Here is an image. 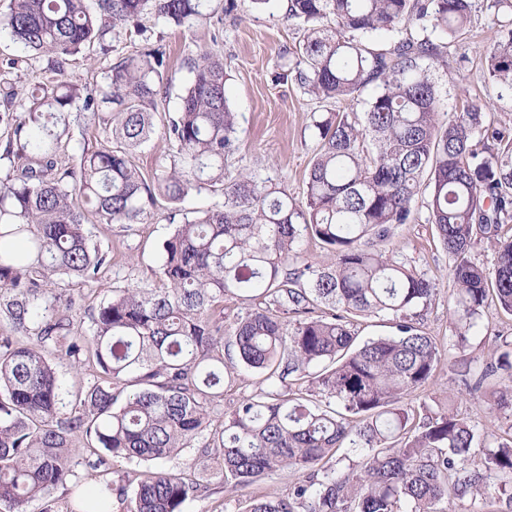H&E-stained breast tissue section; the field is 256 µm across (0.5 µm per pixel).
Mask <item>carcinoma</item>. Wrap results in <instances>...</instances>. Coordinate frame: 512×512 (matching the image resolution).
I'll return each instance as SVG.
<instances>
[{
  "label": "carcinoma",
  "instance_id": "cac0c4a2",
  "mask_svg": "<svg viewBox=\"0 0 512 512\" xmlns=\"http://www.w3.org/2000/svg\"><path fill=\"white\" fill-rule=\"evenodd\" d=\"M476 0H288L305 24L302 43L284 51L286 77L315 97L363 111L313 116L318 145L304 202L285 185L253 173L224 174L237 150L238 116L225 89L224 58L204 51L162 125L175 147L152 183L132 150L156 133L167 87L166 51L146 44L114 63L102 86L67 69L85 48L107 51V36L155 19L179 27L222 23L238 0H10L0 33L24 52L51 56L53 77L0 113L9 129L0 174V512H83L52 497L84 458L98 478L94 507L112 499L127 512H185L210 483L160 467L199 437L203 470L247 486L280 470L310 472L288 498L256 500L247 512H451L466 497L512 501V425L478 428L453 398L422 416L413 397L442 360L420 310L438 283L417 273L400 250H386L397 224L416 220L427 194L428 223L454 263L448 297L457 346L488 309L512 315V131L486 123L480 108L448 109L433 72L466 28ZM502 38L489 51L498 100L512 103V0H494ZM432 32L387 48L375 32ZM373 89L363 102L361 95ZM102 128L111 145L66 157L74 124ZM202 189L224 201L202 211L179 204ZM182 215L163 244L161 287L128 283L92 311L83 328L61 284L94 282L112 264L95 230L135 224L159 200ZM495 240L487 270L467 257L478 237ZM313 239L329 263L305 258ZM248 306L234 313L224 302ZM386 317L392 332L357 340L352 319ZM91 365L96 381L66 404L57 360ZM239 367L266 387L213 416ZM507 373L488 400L512 418V340L490 361L458 364V385L475 394L489 375ZM341 448L361 460L336 475ZM138 469L109 478L108 460ZM133 493H128V489Z\"/></svg>",
  "mask_w": 512,
  "mask_h": 512
}]
</instances>
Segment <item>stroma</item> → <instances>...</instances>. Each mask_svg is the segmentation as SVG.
<instances>
[{
	"mask_svg": "<svg viewBox=\"0 0 512 512\" xmlns=\"http://www.w3.org/2000/svg\"><path fill=\"white\" fill-rule=\"evenodd\" d=\"M143 23L152 39L162 40L167 48L170 82L157 100L159 112L173 113L178 109L179 95L189 77L187 59L204 50L223 55L226 95L239 118V149L226 159V173L233 175L247 169L283 183L294 198H301L317 146L311 115L319 111L320 105L294 82L280 77L282 50L294 47L303 36L302 28L288 19L284 0H269L258 10L239 8L226 16L223 24L215 26L200 25L188 30L158 22L149 15ZM500 35L495 9L490 8L489 0H478L469 28L449 44L445 62L436 68L434 77L443 91L462 86L464 99L481 107L489 122L512 128V110L497 107L498 90L487 70L486 53L497 44ZM142 44L134 26H127L112 40L108 53L72 56L69 70L83 81L103 83L112 64ZM50 74L47 58L28 57L8 38H1L0 111L8 106L4 97L8 89L25 92ZM170 214L168 204L162 201L142 223L125 228L113 225L108 240L111 268L97 281L72 288L78 321L88 322L92 310L125 279L158 283L162 246L174 229ZM393 241L417 273L440 283L438 297L423 315L425 328L446 351V362L436 371L425 398L430 409L435 410L443 405L445 392L457 387L450 362L463 357H486L496 337L512 336V316L489 310L471 331L465 349L453 348L448 316V292L452 287L449 259L431 225L423 220L396 225ZM292 480V474L278 471L238 491L217 482L211 495L188 501L185 512H245L251 500L287 497Z\"/></svg>",
	"mask_w": 512,
	"mask_h": 512,
	"instance_id": "stroma-1",
	"label": "stroma"
}]
</instances>
